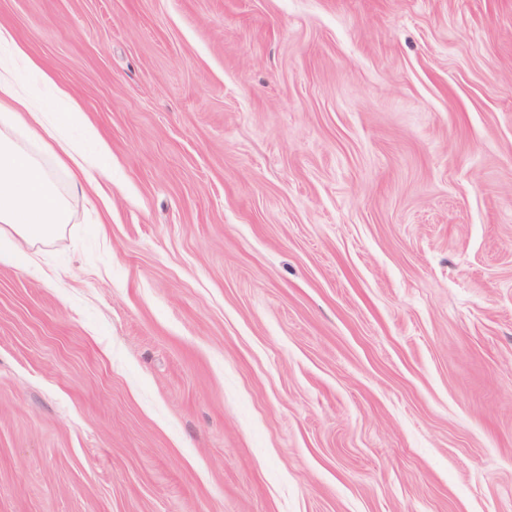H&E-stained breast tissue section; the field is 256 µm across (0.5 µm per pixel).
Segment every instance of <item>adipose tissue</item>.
<instances>
[{
	"mask_svg": "<svg viewBox=\"0 0 512 512\" xmlns=\"http://www.w3.org/2000/svg\"><path fill=\"white\" fill-rule=\"evenodd\" d=\"M0 266L32 267L29 248L55 235L69 218L68 202L39 157L12 139L22 131L38 141L75 184L91 190L101 168L57 135L49 117V98L61 90L27 55L9 29L0 27Z\"/></svg>",
	"mask_w": 512,
	"mask_h": 512,
	"instance_id": "obj_1",
	"label": "adipose tissue"
}]
</instances>
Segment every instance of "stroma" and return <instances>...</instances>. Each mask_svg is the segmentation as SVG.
<instances>
[{"label":"stroma","instance_id":"obj_1","mask_svg":"<svg viewBox=\"0 0 512 512\" xmlns=\"http://www.w3.org/2000/svg\"><path fill=\"white\" fill-rule=\"evenodd\" d=\"M0 25L112 168L0 267V512H512V0Z\"/></svg>","mask_w":512,"mask_h":512}]
</instances>
